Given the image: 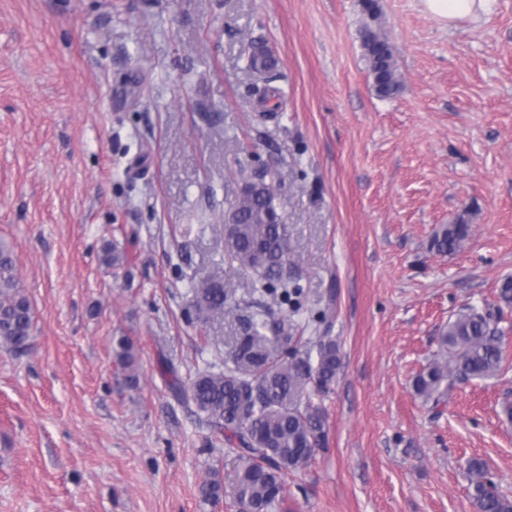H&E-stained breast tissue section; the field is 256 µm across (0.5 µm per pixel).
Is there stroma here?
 <instances>
[{"label": "stroma", "instance_id": "35a3bbf8", "mask_svg": "<svg viewBox=\"0 0 512 512\" xmlns=\"http://www.w3.org/2000/svg\"><path fill=\"white\" fill-rule=\"evenodd\" d=\"M377 3L391 99L362 0H0V243L34 311L28 349L0 345V512H243L236 457L172 384L237 331L236 313H184L192 278L250 287L224 265V216L259 163L278 173L298 320L330 310L341 347L327 445L288 474L283 512H476L473 458L512 501V0L448 28L422 0ZM257 40L275 112L253 93ZM461 215L462 249L436 253ZM108 243L122 267L100 264ZM468 305L493 311L502 366L437 414L413 378ZM363 9L368 21L362 25L359 35L362 54L372 78V88L378 98L391 99L401 88L394 46L380 25L377 1L364 0Z\"/></svg>", "mask_w": 512, "mask_h": 512}]
</instances>
